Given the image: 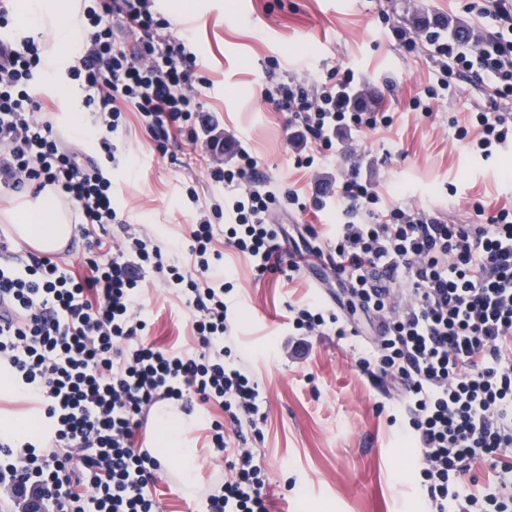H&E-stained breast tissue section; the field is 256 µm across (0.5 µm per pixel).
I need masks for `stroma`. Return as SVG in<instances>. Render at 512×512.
I'll use <instances>...</instances> for the list:
<instances>
[{
  "label": "stroma",
  "mask_w": 512,
  "mask_h": 512,
  "mask_svg": "<svg viewBox=\"0 0 512 512\" xmlns=\"http://www.w3.org/2000/svg\"><path fill=\"white\" fill-rule=\"evenodd\" d=\"M467 0H189L175 12L174 0L157 7L177 31L193 40L197 71L209 85L201 99L225 134L247 142L259 160V175L311 196L315 179L296 168L288 145V115L275 111L263 89L283 81L316 92L336 71L350 69L364 99L393 112L390 127L357 138V157L337 153L326 180L352 166L376 183L385 200L424 205L451 224H476L474 205L494 209L512 203V144L490 158L467 149L453 124L488 109L485 83L466 76L431 100L430 115L412 110L413 94L427 85L433 60L425 47L406 52L396 32L416 20L458 18L473 29L490 19L465 14ZM50 120L87 154L99 156L93 137L76 122L95 121L78 82L56 71L38 90ZM112 167V205L120 221L91 227L105 243L131 234L159 245L175 262L188 260L196 214L186 196L222 198L224 188L202 167L186 169L178 159L188 142L157 152L139 124L124 115ZM218 269L230 275L238 300L233 355L248 365L267 397L264 439L257 454L284 512H425L417 450L391 426V384L379 373L360 370L359 343L313 336L306 351L288 342V314L312 295H326L314 278L299 274L258 276L242 254L216 242ZM147 341L168 347L190 342L189 315L155 277L144 284ZM199 420L188 438L200 468L197 494L181 482L157 479V512H198L203 495L224 476L209 454L208 426L221 418L215 406H195Z\"/></svg>",
  "instance_id": "35a3bbf8"
}]
</instances>
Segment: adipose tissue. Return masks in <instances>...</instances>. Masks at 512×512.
Listing matches in <instances>:
<instances>
[{
  "label": "adipose tissue",
  "mask_w": 512,
  "mask_h": 512,
  "mask_svg": "<svg viewBox=\"0 0 512 512\" xmlns=\"http://www.w3.org/2000/svg\"><path fill=\"white\" fill-rule=\"evenodd\" d=\"M26 13L54 37L53 52L68 50L80 42L81 35L69 23L71 0H25ZM13 232L29 245L43 252L58 250L68 242L71 226L58 208L51 191H44L41 204L36 209H26L11 217ZM157 444L162 454H176L180 460V472L187 491H194L193 474L197 467L195 451L189 448L186 436L197 422L196 416L184 415L175 406L166 405L155 411Z\"/></svg>",
  "instance_id": "1"
}]
</instances>
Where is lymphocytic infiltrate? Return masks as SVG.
<instances>
[{
  "label": "lymphocytic infiltrate",
  "instance_id": "f902f5d3",
  "mask_svg": "<svg viewBox=\"0 0 512 512\" xmlns=\"http://www.w3.org/2000/svg\"><path fill=\"white\" fill-rule=\"evenodd\" d=\"M466 10L491 19L484 41L433 40V82L415 95L428 102L463 73L487 79L489 109L455 126L457 139L483 157L512 141V0H468ZM11 0H0V194L52 188L79 217L78 230L118 223L112 182L102 166L114 163L113 136L122 114L138 112L140 126L159 151L178 138H211L210 156L224 154L215 122L195 91L196 53L188 36L170 35L171 22L154 0H79L75 19L83 40L66 71L96 115L95 160L68 145L50 121L36 90L46 79L44 49L31 36L13 37ZM355 74L313 96L281 83L272 101L291 113V143L298 167L330 166L337 143L352 133L390 127L388 112L343 105ZM257 157L238 144L226 165L210 168L223 201L199 205L188 246L189 263H171L161 247L137 237L104 249L90 242L91 275L78 279L48 257L21 269L0 268V370L41 415L33 438L0 436V489L11 512H156L153 488L158 456L138 445L142 419L157 400L218 406L212 421L215 455L227 451L225 424L261 438L265 400L253 374L231 362L233 286L212 267L213 221L227 217L225 242L251 259L256 272L296 275L307 255L327 257L336 285L350 297L331 308L307 300L292 309L297 336L361 338L362 370L388 375L404 408L400 428L418 450L421 486L429 512H512V204L486 214L483 224H450L431 209L388 205L359 169L336 187L346 217L326 247L316 231L290 242L272 221L275 209L326 208L325 197L298 193L256 176ZM161 275L191 314L189 348L146 342L142 285ZM370 326L361 334L352 308ZM231 451V450H228ZM231 473L205 497L206 512H271L273 490L253 449L231 451ZM484 464L477 474L475 464Z\"/></svg>",
  "mask_w": 512,
  "mask_h": 512
}]
</instances>
